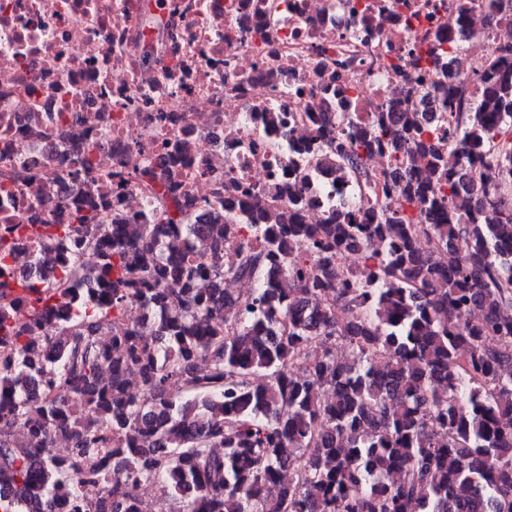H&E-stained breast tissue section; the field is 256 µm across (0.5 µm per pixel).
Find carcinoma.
<instances>
[{
	"instance_id": "1",
	"label": "carcinoma",
	"mask_w": 512,
	"mask_h": 512,
	"mask_svg": "<svg viewBox=\"0 0 512 512\" xmlns=\"http://www.w3.org/2000/svg\"><path fill=\"white\" fill-rule=\"evenodd\" d=\"M437 62L428 42L403 66ZM478 92L448 82L444 136L412 86L341 142L321 113L341 176L393 158L382 192L397 206L307 224L295 185L293 205L249 225L261 245L227 262L237 225H210L192 258L187 203L151 168L152 224L98 235L91 194L64 224H1L0 512H141L147 482L179 512H512V46ZM23 239L63 265L11 279ZM226 274L259 287L227 293ZM133 302L146 320L126 321Z\"/></svg>"
}]
</instances>
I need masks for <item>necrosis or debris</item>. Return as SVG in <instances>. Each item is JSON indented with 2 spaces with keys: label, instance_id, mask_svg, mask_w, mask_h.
<instances>
[{
  "label": "necrosis or debris",
  "instance_id": "obj_1",
  "mask_svg": "<svg viewBox=\"0 0 512 512\" xmlns=\"http://www.w3.org/2000/svg\"><path fill=\"white\" fill-rule=\"evenodd\" d=\"M411 16L401 27L395 14ZM488 0H0V224L31 213L60 221L85 193L111 201L128 223L154 221L157 200L136 170H164L187 142L182 191L203 239L228 187L260 210L291 205L293 150L316 138L314 118L368 124L402 96L399 59L432 37L442 68L418 79L417 108L444 72L474 89L492 53L512 44V6L489 20ZM345 87L352 107L338 104ZM83 145L99 177L74 176ZM368 181L339 180L323 162L303 184L307 223L376 200L385 154L363 160Z\"/></svg>",
  "mask_w": 512,
  "mask_h": 512
}]
</instances>
